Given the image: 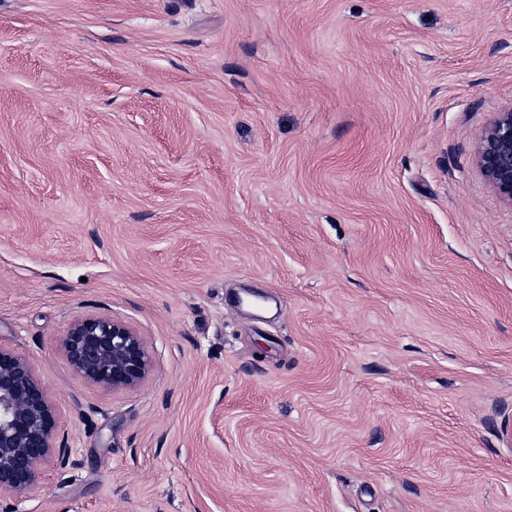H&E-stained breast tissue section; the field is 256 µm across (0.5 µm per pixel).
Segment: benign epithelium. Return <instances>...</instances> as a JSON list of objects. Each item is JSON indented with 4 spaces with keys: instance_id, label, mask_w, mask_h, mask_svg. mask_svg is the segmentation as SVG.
<instances>
[{
    "instance_id": "1",
    "label": "benign epithelium",
    "mask_w": 512,
    "mask_h": 512,
    "mask_svg": "<svg viewBox=\"0 0 512 512\" xmlns=\"http://www.w3.org/2000/svg\"><path fill=\"white\" fill-rule=\"evenodd\" d=\"M474 163L486 184L512 204V107L481 134ZM61 347L79 378L112 391L136 387L151 370L143 339L110 316L73 320ZM57 428L54 401L34 365L0 347V497L23 498L41 488L43 467L57 448Z\"/></svg>"
}]
</instances>
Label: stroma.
I'll use <instances>...</instances> for the list:
<instances>
[{
  "mask_svg": "<svg viewBox=\"0 0 512 512\" xmlns=\"http://www.w3.org/2000/svg\"><path fill=\"white\" fill-rule=\"evenodd\" d=\"M509 107L512 0H0V345L66 448L0 512H512ZM101 314L140 386L67 364ZM474 163L486 184L512 204V107L499 112L481 134ZM73 372L112 391L139 385L151 370L143 339L125 322L110 316L77 318L61 337Z\"/></svg>",
  "mask_w": 512,
  "mask_h": 512,
  "instance_id": "1",
  "label": "stroma"
}]
</instances>
